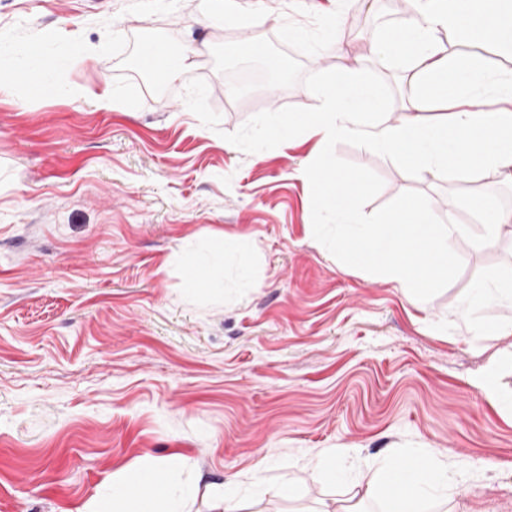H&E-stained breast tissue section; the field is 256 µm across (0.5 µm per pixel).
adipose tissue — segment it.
<instances>
[{
	"label": "adipose tissue",
	"instance_id": "1",
	"mask_svg": "<svg viewBox=\"0 0 512 512\" xmlns=\"http://www.w3.org/2000/svg\"><path fill=\"white\" fill-rule=\"evenodd\" d=\"M481 43L512 56V0H412L404 24L376 42L380 59L412 58L401 80L405 111L394 124L379 121L385 101L363 77L344 70L323 86L320 111L302 118L324 139L367 137L392 161L435 178L463 180L491 170L512 181V70H493L473 54L451 53L439 33ZM182 457H145L113 474L110 494L90 499L81 512H186L194 485L181 483ZM467 488L432 450L414 449L371 480L365 495L385 512H424L447 506Z\"/></svg>",
	"mask_w": 512,
	"mask_h": 512
}]
</instances>
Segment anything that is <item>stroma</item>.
<instances>
[{"mask_svg": "<svg viewBox=\"0 0 512 512\" xmlns=\"http://www.w3.org/2000/svg\"><path fill=\"white\" fill-rule=\"evenodd\" d=\"M302 3L234 0L204 26L199 0H0V512H78L147 455L185 459L190 512H209L221 485L238 512H382L364 498L375 468L423 445L470 487L454 512H512V335L472 329L511 323L512 307L458 313L479 282L512 276V239L480 249L456 237L461 274L410 303L314 239L298 170L320 135L252 154L223 138L258 112L317 105L300 83L226 98L211 55L331 7ZM388 4L350 0L340 53L300 62L363 68L391 122L403 66L370 56L402 20ZM358 11L367 26L354 39ZM49 28L60 39L36 41ZM149 39L204 56L163 80L139 61ZM31 50L54 94H34ZM193 76L219 130L184 103ZM104 94L123 108H99ZM336 153L384 181L365 213L416 190L439 218L465 222L449 198L457 183L345 143ZM196 266L212 291L185 288ZM492 361L494 398L474 383ZM333 448L347 471L329 480L318 461ZM261 462L271 487L294 481L292 496L255 489Z\"/></svg>", "mask_w": 512, "mask_h": 512, "instance_id": "1", "label": "stroma"}]
</instances>
